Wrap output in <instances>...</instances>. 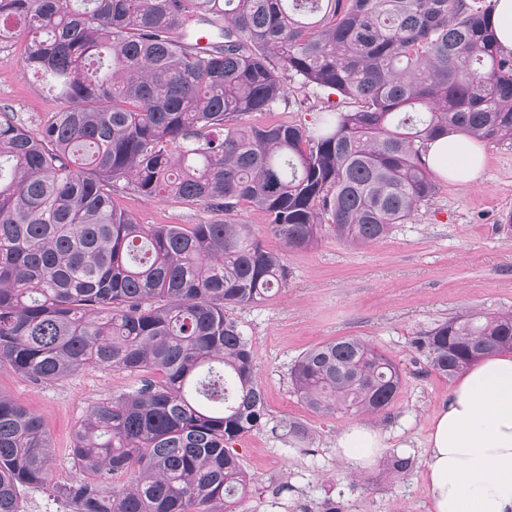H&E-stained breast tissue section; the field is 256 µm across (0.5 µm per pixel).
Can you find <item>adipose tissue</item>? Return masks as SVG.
<instances>
[{
    "label": "adipose tissue",
    "mask_w": 512,
    "mask_h": 512,
    "mask_svg": "<svg viewBox=\"0 0 512 512\" xmlns=\"http://www.w3.org/2000/svg\"><path fill=\"white\" fill-rule=\"evenodd\" d=\"M425 160L438 176L462 186L480 175L481 144L453 133L430 143ZM358 466L384 452L380 434L362 425L336 440ZM432 512H512V354H492L456 382L431 418L424 475Z\"/></svg>",
    "instance_id": "ef3b65f1"
}]
</instances>
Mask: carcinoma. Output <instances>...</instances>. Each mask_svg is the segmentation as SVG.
I'll use <instances>...</instances> for the list:
<instances>
[{"instance_id": "carcinoma-1", "label": "carcinoma", "mask_w": 512, "mask_h": 512, "mask_svg": "<svg viewBox=\"0 0 512 512\" xmlns=\"http://www.w3.org/2000/svg\"><path fill=\"white\" fill-rule=\"evenodd\" d=\"M489 0H0V47L65 107L32 131L0 116V363L59 381L86 367L158 375L91 406L55 488L73 512H237L250 477L227 444L257 428L256 356L229 316L286 282L284 255L234 213L263 212L288 251L386 238L436 193L429 142L512 141V51ZM193 17L217 31L198 46ZM358 104L315 130L246 125L288 83ZM218 218L139 224L120 187ZM450 379L512 351V314L460 313L418 339ZM299 398L376 415L397 365L344 336L303 352ZM41 420L0 395V512L48 482ZM131 474L119 487L114 476Z\"/></svg>"}]
</instances>
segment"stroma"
<instances>
[{"mask_svg": "<svg viewBox=\"0 0 512 512\" xmlns=\"http://www.w3.org/2000/svg\"><path fill=\"white\" fill-rule=\"evenodd\" d=\"M23 42L0 49V111L35 130L62 109L22 70ZM327 95L289 88L276 111L246 116L249 124L291 122L309 130L325 114ZM485 168L466 187L436 178L437 191L407 223L372 245L352 247L323 229L304 250L283 252L284 288L268 301L232 310L256 354L258 385L266 395L261 426L233 448L253 483L239 512H323L326 500L344 512H429L423 480L430 421L447 403L451 381L429 371L415 345L437 324L462 311L512 313V144L485 143ZM115 202L141 224H201L211 212L178 199L147 198L128 190ZM343 336H359L398 365L402 385L385 411L364 418L311 411L294 391L291 368L309 348ZM144 374L88 367L47 383L0 364V394L41 419L54 454L50 487L21 488V512H71L54 488L82 479L71 454L73 432L97 402L136 390ZM306 431L290 434V424ZM375 429L386 456L361 468L336 452L346 427ZM414 465L396 477L390 454Z\"/></svg>", "mask_w": 512, "mask_h": 512, "instance_id": "1", "label": "stroma"}]
</instances>
